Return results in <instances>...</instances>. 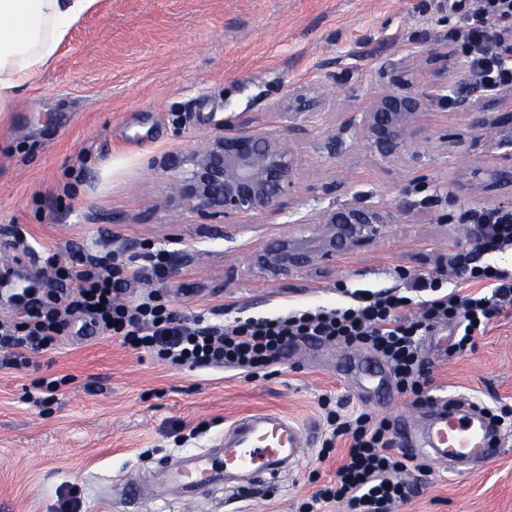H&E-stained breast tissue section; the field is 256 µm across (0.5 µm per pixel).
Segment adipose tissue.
<instances>
[{
    "label": "adipose tissue",
    "instance_id": "adipose-tissue-1",
    "mask_svg": "<svg viewBox=\"0 0 512 512\" xmlns=\"http://www.w3.org/2000/svg\"><path fill=\"white\" fill-rule=\"evenodd\" d=\"M99 0H0V111L50 66L69 29Z\"/></svg>",
    "mask_w": 512,
    "mask_h": 512
}]
</instances>
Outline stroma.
<instances>
[{
  "label": "stroma",
  "mask_w": 512,
  "mask_h": 512,
  "mask_svg": "<svg viewBox=\"0 0 512 512\" xmlns=\"http://www.w3.org/2000/svg\"><path fill=\"white\" fill-rule=\"evenodd\" d=\"M461 8L447 0H100L64 39L56 61L0 112V319L14 317L15 288L48 293V257L80 251L111 258L169 250L167 276L152 291L186 318L269 316L287 307L343 302V289H401L397 269L459 281L454 255L475 251L474 182L504 162L512 127L474 126L478 112L512 110V92L492 103L464 89L467 69L452 32ZM451 54L454 105L426 117L425 165L387 162L349 126L392 51ZM335 97L313 122L289 129L275 112L289 86L324 65ZM356 100H349V93ZM262 130L294 148L297 187L281 211L242 216L241 227L206 220L172 198L173 166L214 135ZM462 134L474 167L438 141ZM360 195L387 206L394 224L326 270L271 281L251 258L290 221ZM25 225L27 243L10 228ZM453 325L425 336L419 359L430 401L390 388L379 397L347 361H377L365 348L298 343L267 375L222 367L171 366L103 336H71L22 371L0 370V512H155L129 502L121 483L209 447L235 420L275 412L297 422L310 443L269 491L172 499L166 512H301L335 479L349 442L318 452L331 432L328 411H365L422 429L435 397L480 406L512 405V312L494 315L472 349L450 353ZM66 383L38 405L35 380ZM416 488L393 512H512V429L484 463L454 469L427 463L400 473Z\"/></svg>",
  "instance_id": "1"
}]
</instances>
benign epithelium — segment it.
<instances>
[{"label":"benign epithelium","mask_w":512,"mask_h":512,"mask_svg":"<svg viewBox=\"0 0 512 512\" xmlns=\"http://www.w3.org/2000/svg\"><path fill=\"white\" fill-rule=\"evenodd\" d=\"M425 64L399 52L385 57L368 105L352 124L356 136L384 160L421 164L420 147L428 140L422 125L424 111L448 106L444 83L418 81ZM335 83L336 73L330 67L319 69L309 84L288 90V111L280 118L292 127L325 111L324 92ZM506 158L508 162L490 176L511 188L512 152ZM188 162L187 172L173 175L176 197L205 217H224L226 224L243 214L280 209L295 184L290 144L260 130L216 135ZM393 223L394 212L354 196L320 212L305 229L282 234L256 256L255 263L273 276L318 268L343 252L372 243Z\"/></svg>","instance_id":"7a95c632"}]
</instances>
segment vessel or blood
Instances as JSON below:
<instances>
[{
  "instance_id": "b4317fda",
  "label": "vessel or blood",
  "mask_w": 512,
  "mask_h": 512,
  "mask_svg": "<svg viewBox=\"0 0 512 512\" xmlns=\"http://www.w3.org/2000/svg\"><path fill=\"white\" fill-rule=\"evenodd\" d=\"M439 404L420 451L436 463L451 466L468 459H490L495 453L491 439L495 422L481 411L462 410L449 398H440ZM304 451L297 424L274 414L251 416L237 421L231 436L181 456L177 466L161 470L152 483L128 485L127 493L160 500L167 489L174 488L184 496L200 498L232 474L249 487L278 476L282 464L298 462Z\"/></svg>"
}]
</instances>
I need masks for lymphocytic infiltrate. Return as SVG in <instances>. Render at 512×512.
Returning <instances> with one entry per match:
<instances>
[{
  "instance_id": "lymphocytic-infiltrate-1",
  "label": "lymphocytic infiltrate",
  "mask_w": 512,
  "mask_h": 512,
  "mask_svg": "<svg viewBox=\"0 0 512 512\" xmlns=\"http://www.w3.org/2000/svg\"><path fill=\"white\" fill-rule=\"evenodd\" d=\"M453 37L467 48V65L473 88L512 89V31L498 28L499 19L512 16V0H479ZM479 224L478 245L492 253L512 248V209L473 213ZM147 263L124 260L103 264L92 255L78 262H55L54 275L65 287L51 305H30L24 316L0 321V350L5 367H29L34 354L60 345L74 327L120 338L123 345L144 350L174 366L232 367L251 375L279 363L289 348L305 343L336 342L372 349L391 366L402 392L416 401L427 398V380L418 359L423 336L438 324L455 323L454 350L471 346L474 334L493 315L512 307V273L482 263L465 267L462 281L444 289L433 277L408 275L406 293L350 291L347 304L314 309L300 308L271 317L239 316L221 325L203 318L187 322L184 316L150 297L133 300L137 285L163 279L170 260L168 250L149 252ZM389 422L361 412L337 419L334 437L326 441L321 456H329L334 438L346 435L350 444L336 470V479L304 503L305 512H318L321 504L345 503L348 512H392L394 505L413 492L399 481L398 473L417 469L414 457L393 455L387 435Z\"/></svg>"
}]
</instances>
